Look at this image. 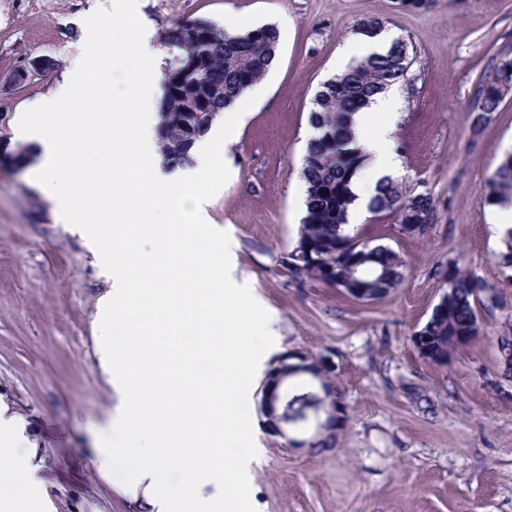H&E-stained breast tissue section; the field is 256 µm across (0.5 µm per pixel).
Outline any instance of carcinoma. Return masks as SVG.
Wrapping results in <instances>:
<instances>
[{
    "mask_svg": "<svg viewBox=\"0 0 512 512\" xmlns=\"http://www.w3.org/2000/svg\"><path fill=\"white\" fill-rule=\"evenodd\" d=\"M279 29L264 24L244 33H231L206 17L180 18L161 38L164 66L161 73L159 138L167 163L193 162L192 148L217 120L224 107L258 83L276 62ZM413 63L409 45L392 41L383 55L356 61L349 69L324 81L314 94L308 125L301 178L305 216L290 249L297 255L294 280L318 282L345 295L363 288L376 301L385 299L403 281L402 260L390 246L368 252L358 249L362 233L347 224L353 202L351 184L364 165L365 154L350 127L351 115L372 97L406 80ZM512 93V66L496 65L480 78L474 100L479 110H469L470 132L478 137L500 104ZM489 205L512 199V153L506 155L481 189ZM367 211L374 218L392 215L400 224H433L437 206L432 196L407 197L398 181L385 177L370 198ZM434 274L445 278L448 289L443 309L422 326L423 340L446 350L456 336L474 339L482 334L480 314L491 309L494 288L458 267L438 266ZM288 384L283 402L293 418L307 420L313 400L310 391Z\"/></svg>",
    "mask_w": 512,
    "mask_h": 512,
    "instance_id": "carcinoma-1",
    "label": "carcinoma"
}]
</instances>
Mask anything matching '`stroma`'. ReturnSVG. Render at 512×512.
I'll use <instances>...</instances> for the list:
<instances>
[{"label":"stroma","mask_w":512,"mask_h":512,"mask_svg":"<svg viewBox=\"0 0 512 512\" xmlns=\"http://www.w3.org/2000/svg\"><path fill=\"white\" fill-rule=\"evenodd\" d=\"M112 0H0V149L22 142L15 117L60 81L82 54L84 20ZM152 46L170 22L207 17L276 25L279 59L257 84L236 140L230 179L207 201L208 223L225 231L235 278L273 316L279 336L260 360L290 351L329 356L347 418L335 447L298 450L271 434L248 400L262 450L251 469L256 512H512V377L497 338L512 329V274L488 222L480 188L512 151V95L479 138L467 109L493 58L512 54V0H138ZM385 22L414 56L393 139L407 195L431 194L438 218L422 237L395 218L364 216L404 280L384 300L362 303L319 283L290 281L278 266L304 216L300 177L308 115L320 84L368 19ZM55 66L16 82L43 57ZM494 286L484 333L448 365L421 358L411 337L444 293L437 265ZM109 284L83 238L60 223L28 172L0 168V401L29 423L38 512H141L115 477H101L98 436L110 432L119 398L99 365L100 297Z\"/></svg>","instance_id":"35a3bbf8"}]
</instances>
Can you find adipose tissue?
Segmentation results:
<instances>
[{
  "label": "adipose tissue",
  "instance_id": "obj_1",
  "mask_svg": "<svg viewBox=\"0 0 512 512\" xmlns=\"http://www.w3.org/2000/svg\"><path fill=\"white\" fill-rule=\"evenodd\" d=\"M401 105L396 90L389 89L375 95L366 108L353 116L354 131L369 159L351 186L354 201L348 212L349 224L361 221L377 183L395 176L399 169L392 142ZM32 445L26 423L0 402V485H7L14 497L24 496L32 482L28 460L23 454Z\"/></svg>",
  "mask_w": 512,
  "mask_h": 512
}]
</instances>
